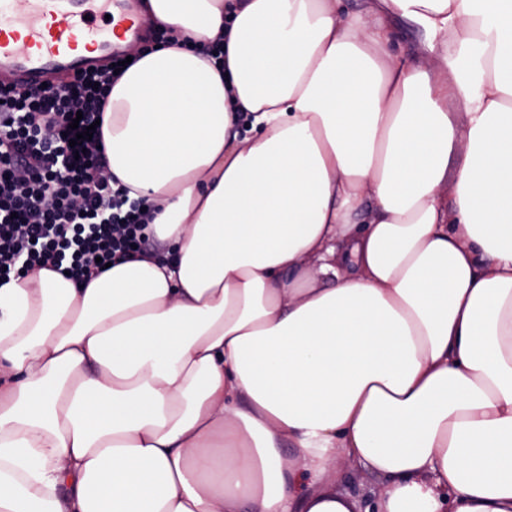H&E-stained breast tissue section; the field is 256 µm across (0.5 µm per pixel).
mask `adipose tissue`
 Here are the masks:
<instances>
[{
  "mask_svg": "<svg viewBox=\"0 0 512 512\" xmlns=\"http://www.w3.org/2000/svg\"><path fill=\"white\" fill-rule=\"evenodd\" d=\"M340 3L143 0L101 132L167 246L0 285V512H512V0Z\"/></svg>",
  "mask_w": 512,
  "mask_h": 512,
  "instance_id": "obj_1",
  "label": "adipose tissue"
}]
</instances>
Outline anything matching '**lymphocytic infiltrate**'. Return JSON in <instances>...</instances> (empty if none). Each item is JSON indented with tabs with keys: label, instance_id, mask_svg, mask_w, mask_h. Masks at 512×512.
I'll use <instances>...</instances> for the list:
<instances>
[{
	"label": "lymphocytic infiltrate",
	"instance_id": "f902f5d3",
	"mask_svg": "<svg viewBox=\"0 0 512 512\" xmlns=\"http://www.w3.org/2000/svg\"><path fill=\"white\" fill-rule=\"evenodd\" d=\"M114 78L109 66L76 74L57 90L0 88V283L47 264L79 283L106 263L155 254L144 201H129L103 176L100 135L75 132L102 118ZM20 167L31 174L23 185L14 178ZM38 206L42 221L28 223Z\"/></svg>",
	"mask_w": 512,
	"mask_h": 512
}]
</instances>
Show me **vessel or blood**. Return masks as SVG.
<instances>
[{
  "label": "vessel or blood",
  "instance_id": "b4317fda",
  "mask_svg": "<svg viewBox=\"0 0 512 512\" xmlns=\"http://www.w3.org/2000/svg\"><path fill=\"white\" fill-rule=\"evenodd\" d=\"M91 0H30L26 15L14 14L13 0H0V74L18 88L53 84L61 70L78 73L94 66L93 51L121 54L127 34L144 20L134 0H103L107 19H92Z\"/></svg>",
  "mask_w": 512,
  "mask_h": 512
}]
</instances>
